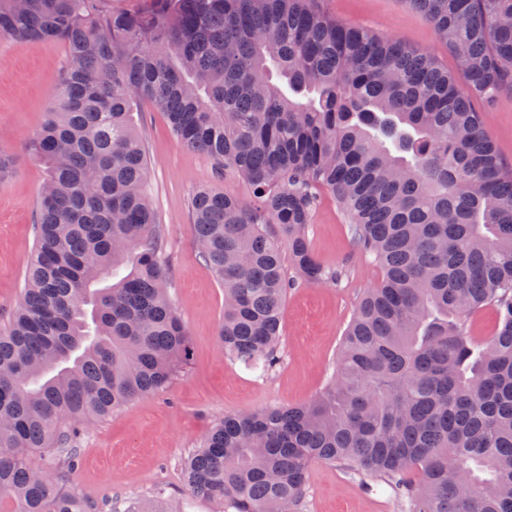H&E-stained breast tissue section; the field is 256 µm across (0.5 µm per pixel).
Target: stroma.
Returning a JSON list of instances; mask_svg holds the SVG:
<instances>
[{
    "mask_svg": "<svg viewBox=\"0 0 512 512\" xmlns=\"http://www.w3.org/2000/svg\"><path fill=\"white\" fill-rule=\"evenodd\" d=\"M336 19L373 29L432 53L456 72V61L409 0H316ZM69 65L64 45L0 37V148L11 152L15 172L0 186V327L21 300L23 273L34 248L36 204L45 170L26 149L53 105L60 76ZM483 126L503 162L512 168V92L481 107ZM149 159L145 188L165 239L172 303L190 342L183 372L163 392L131 401L112 417L86 427L81 459L70 487L87 512H224L221 503L183 494V459L224 415L270 406L301 404L326 386L336 352L363 293L379 270L351 243V230L330 194L308 230L323 263L342 266L338 285H310L286 298L280 363L269 372L250 371L226 360L217 344L224 317V288L199 258L189 203L197 187L227 188L248 198L237 177L218 178L212 160L185 147L164 116L149 105L137 114ZM292 512H407L383 480L349 475L323 462L310 466L308 486Z\"/></svg>",
    "mask_w": 512,
    "mask_h": 512,
    "instance_id": "35a3bbf8",
    "label": "stroma"
}]
</instances>
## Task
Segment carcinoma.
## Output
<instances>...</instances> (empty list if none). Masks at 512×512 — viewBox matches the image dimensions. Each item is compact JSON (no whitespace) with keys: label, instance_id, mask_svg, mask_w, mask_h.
<instances>
[{"label":"carcinoma","instance_id":"cac0c4a2","mask_svg":"<svg viewBox=\"0 0 512 512\" xmlns=\"http://www.w3.org/2000/svg\"><path fill=\"white\" fill-rule=\"evenodd\" d=\"M410 3L464 83L314 0H0V36L61 42L70 58L27 144L46 179L0 330V512H86L67 488L81 423L163 391L189 359L144 192V103L249 189L248 202L210 187L191 199L224 286V358L273 369L288 290L347 277L306 234L321 191L381 272L324 390L224 416L185 458V494L290 512L323 461L383 478L408 512H512V171L474 105L512 90V0ZM484 307L497 324L477 337ZM31 449L48 452L44 469Z\"/></svg>","mask_w":512,"mask_h":512}]
</instances>
